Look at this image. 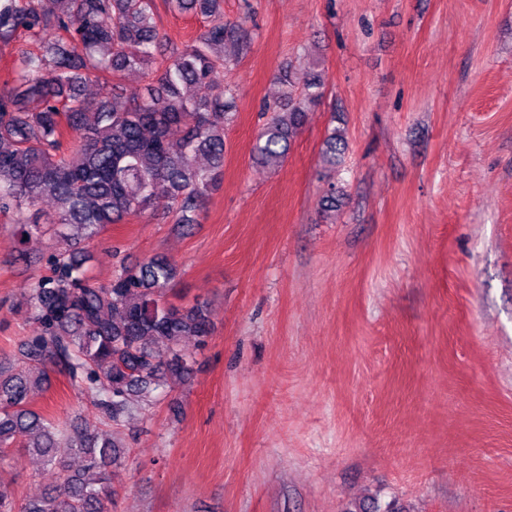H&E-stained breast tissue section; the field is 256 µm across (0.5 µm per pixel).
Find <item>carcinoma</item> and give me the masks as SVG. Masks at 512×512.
I'll use <instances>...</instances> for the list:
<instances>
[{"label": "carcinoma", "instance_id": "cac0c4a2", "mask_svg": "<svg viewBox=\"0 0 512 512\" xmlns=\"http://www.w3.org/2000/svg\"><path fill=\"white\" fill-rule=\"evenodd\" d=\"M168 10L193 11L209 25L152 75L160 47L154 0H0V41L20 31L47 44L22 49L11 85L0 89V213L29 212L20 234L53 233L62 250L53 272L29 289L26 311L40 332L14 359L0 363V458L14 448L35 456L55 485L23 500L0 478V512H108L124 448L117 435L133 412L190 375L184 339L211 333L208 306L168 300L179 275L164 257L124 267L107 284L88 275L74 246L161 203L190 222L224 170L225 123L233 89L220 74L247 47L244 23L224 20L223 0H166ZM151 75L146 92L98 101L82 87L128 69ZM281 97L253 147L259 163H282L307 112L323 99L325 74L303 84L286 67L276 77ZM192 86L195 94L184 92ZM82 137L69 147L65 129ZM346 148L332 129L323 161L334 166ZM205 156L207 164L199 163ZM46 198L54 212L39 209ZM65 373L92 396L104 432L49 419L30 406L45 391L49 369ZM83 462L71 469L74 459Z\"/></svg>", "mask_w": 512, "mask_h": 512}]
</instances>
